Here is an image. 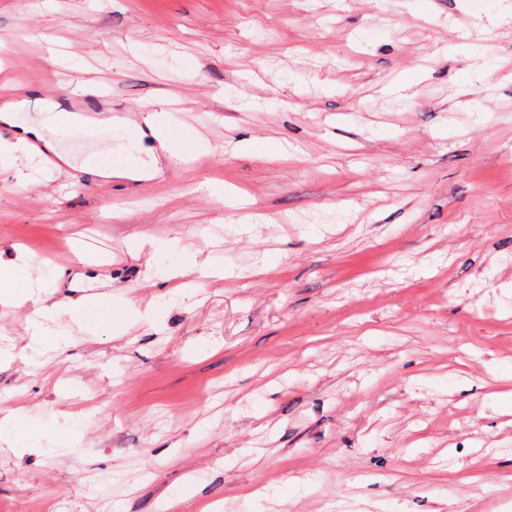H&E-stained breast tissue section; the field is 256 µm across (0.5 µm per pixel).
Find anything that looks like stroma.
Wrapping results in <instances>:
<instances>
[{
    "mask_svg": "<svg viewBox=\"0 0 512 512\" xmlns=\"http://www.w3.org/2000/svg\"><path fill=\"white\" fill-rule=\"evenodd\" d=\"M49 69L208 153L0 152V512H512V0H0ZM0 268L5 270L8 274L4 280L6 288L1 290L0 300L2 297L32 302L38 299L41 289L34 288L32 283L28 281L23 267L17 262V258H11L5 261L1 257Z\"/></svg>",
    "mask_w": 512,
    "mask_h": 512,
    "instance_id": "stroma-1",
    "label": "stroma"
}]
</instances>
